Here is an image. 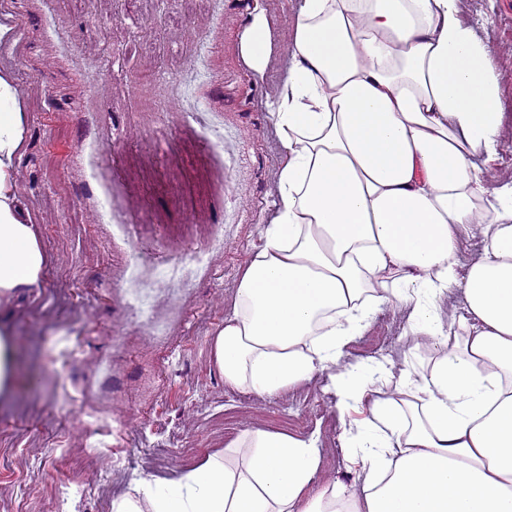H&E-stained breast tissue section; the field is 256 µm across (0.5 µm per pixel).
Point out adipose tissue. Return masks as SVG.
<instances>
[{"label":"adipose tissue","mask_w":512,"mask_h":512,"mask_svg":"<svg viewBox=\"0 0 512 512\" xmlns=\"http://www.w3.org/2000/svg\"><path fill=\"white\" fill-rule=\"evenodd\" d=\"M460 0H298L284 76L268 103L284 153L276 210L212 338L227 386L259 397L332 371L348 426L353 489L316 483L312 437L253 428L225 450L142 482L111 512H512V183L487 184L502 89ZM253 71L274 60L265 15L244 29ZM26 114L0 72V398L14 385L16 299L47 259L16 168ZM482 257L459 275L462 236ZM461 291L467 313L444 319ZM410 311L426 364L398 384L383 363L343 372L344 348L380 305Z\"/></svg>","instance_id":"adipose-tissue-1"}]
</instances>
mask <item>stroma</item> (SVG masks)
<instances>
[{"label": "stroma", "instance_id": "stroma-1", "mask_svg": "<svg viewBox=\"0 0 512 512\" xmlns=\"http://www.w3.org/2000/svg\"><path fill=\"white\" fill-rule=\"evenodd\" d=\"M507 89V128L492 182L512 180V0H461ZM296 0H0V71L27 112L20 195L48 265L16 301L11 396L0 400V512H55L58 490L84 489L80 512H110L131 478L155 483L232 441L236 431L332 430L348 468L339 397L326 376L260 398L228 387L210 340L233 308L240 275L263 242L283 152L265 102L282 79L239 55L255 14L290 39ZM224 249L194 262L214 234ZM374 326L395 371L429 356L405 307ZM115 423L97 441L87 409Z\"/></svg>", "mask_w": 512, "mask_h": 512}]
</instances>
